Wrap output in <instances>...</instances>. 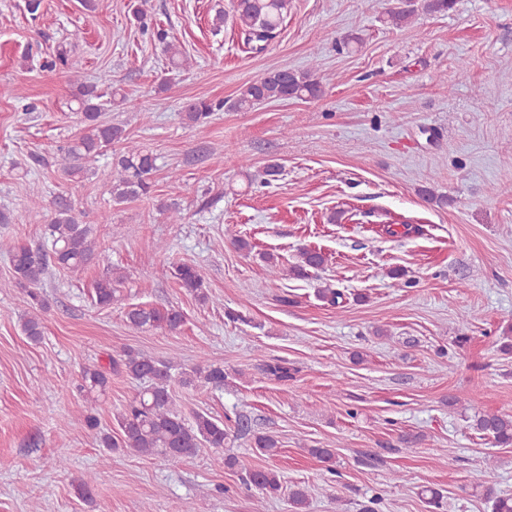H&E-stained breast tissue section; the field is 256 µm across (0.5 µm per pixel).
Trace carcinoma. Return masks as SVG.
<instances>
[{"label": "carcinoma", "instance_id": "1", "mask_svg": "<svg viewBox=\"0 0 512 512\" xmlns=\"http://www.w3.org/2000/svg\"><path fill=\"white\" fill-rule=\"evenodd\" d=\"M291 0H231L233 17L245 30L247 43L255 50H263L274 39L290 11ZM148 0H139L132 11L133 20L140 30L150 33L162 46L170 71L178 72L187 67L188 59L182 55L175 37L158 24L149 13ZM417 8L410 5L388 14V21L395 26L411 22ZM54 70H65L72 74L74 87L71 91L70 111L77 115L81 125L80 134L69 143L60 146L56 165L72 179L82 178L89 163L102 155L114 143H124L123 151L112 158L110 165L101 172L112 196L120 204L128 199L147 196L151 193L152 175L157 169L156 157L140 145L127 140L124 126L112 124L103 118L106 105L114 101L124 102L125 94L114 86L108 74L101 75L97 82L83 81L66 50L61 49L49 62ZM324 77L312 65L306 70L279 69L265 73L241 90L232 107L247 111L270 101L287 99H312L323 94ZM224 109L218 100H197L186 105L185 116L192 124H203L215 112ZM0 250L6 253L13 268L14 278L0 282V288L23 287L28 290L33 303L44 307L39 289L47 270L51 266L72 273L81 271L95 256L96 238L92 227L80 222L72 202L59 198L47 225V240L33 246L19 241H0ZM325 254L310 248L299 252L298 263L290 272L298 278L309 277V272L325 265ZM171 277L195 299H209L207 275L203 267L191 262L174 263ZM124 275L117 270L96 282L94 301L107 307L118 301ZM127 326L135 331L162 330L175 332L183 323L182 315L174 309L135 306L125 312ZM22 329L32 341L43 336V324L38 316L24 319ZM112 371L122 372L143 384L138 394L115 415L119 436L100 431L97 406L106 392L109 377L107 371L93 367L82 369L77 391L90 403L89 410L77 423L84 429L97 432L99 446L109 454L136 452L143 456L161 455L172 464H179L193 456L201 447L222 448L230 436L231 429L224 420L207 413H196L188 421L177 408L172 390L177 381L184 387L222 388L226 374L224 365L201 361L190 371L173 374L174 364L170 360H155L142 353L127 351L120 358H109ZM473 427L490 435L496 443L512 445V416L504 414H477ZM247 484L254 486L261 495L274 497L283 489L279 472L272 468L251 472ZM476 487L484 488L486 497L493 502V512H512V497L502 496L481 477L473 479ZM292 512H308L309 493L303 486H294L288 494Z\"/></svg>", "mask_w": 512, "mask_h": 512}]
</instances>
